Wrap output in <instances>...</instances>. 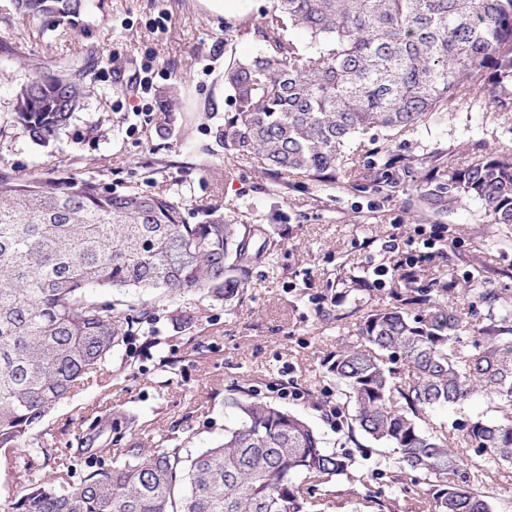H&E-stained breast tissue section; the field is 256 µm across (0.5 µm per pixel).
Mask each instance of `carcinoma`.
Here are the masks:
<instances>
[{"label": "carcinoma", "instance_id": "1", "mask_svg": "<svg viewBox=\"0 0 512 512\" xmlns=\"http://www.w3.org/2000/svg\"><path fill=\"white\" fill-rule=\"evenodd\" d=\"M17 7L64 18L85 0ZM255 32L264 50L224 69L232 110L219 138L225 153L276 177L334 183L357 139L438 122L459 95L489 96L494 111L512 112V0H272ZM83 75L61 59L20 87L17 119L32 139L45 143L69 124ZM433 171L427 200L441 203L451 190L512 224V153ZM267 236L266 226L242 231L217 208L188 224L164 191L0 170V469L21 468L27 482L23 494L0 500V512H324L315 490L349 475L353 457L328 451L304 417L250 385L225 398L237 423L214 447L148 452L133 442L116 453L109 437L78 438L85 473L77 482L53 435H32L59 402L103 375L150 314L127 313L98 289L231 301L267 252ZM459 292L465 313L447 301ZM392 297L361 316L360 343L324 362L338 385L336 429L388 448L385 467L398 464L390 482L403 491L410 472L413 485L438 478L416 500L418 512H492L488 465L512 466V294L486 287L477 270L461 290L445 277L420 286L413 272ZM466 313L475 321L463 322ZM475 397L486 411H466ZM448 408L459 414L450 427L435 419ZM135 422L130 412L104 417L111 429Z\"/></svg>", "mask_w": 512, "mask_h": 512}]
</instances>
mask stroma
<instances>
[{
	"instance_id": "1",
	"label": "stroma",
	"mask_w": 512,
	"mask_h": 512,
	"mask_svg": "<svg viewBox=\"0 0 512 512\" xmlns=\"http://www.w3.org/2000/svg\"><path fill=\"white\" fill-rule=\"evenodd\" d=\"M271 0H250L245 14H211L203 0H87L77 16L57 23L20 17L15 0H0V168L16 177L62 181L77 174L123 191L166 190L189 223L198 208L220 206L237 224L267 225L276 242L256 260L230 302L198 294L168 301L158 291L130 293L129 304L153 321L122 345L103 379L59 403L43 420L61 447L88 431L106 411L134 413L121 447L155 448L160 436L193 450L214 446L235 419L228 389L248 382L278 406L303 415L332 451L361 446L371 456L353 477L329 483L327 512H354L382 493L391 512H411L412 494L392 493L378 475L385 451L367 439L345 442L327 413L336 382L323 366L337 345L355 344L363 312L389 303L399 285L390 237L429 251L423 280L451 275L465 282L475 268L487 285L512 290V225L496 223L472 198L449 195L430 205L419 187L436 158L449 167L512 152V112H478L456 98L445 121L386 141H367L351 178L324 185L302 176L274 178L252 162L226 157L219 140L230 109L224 69L260 53L252 26ZM164 18V27L155 19ZM69 57L84 70V98L56 140L33 141L16 118L22 84ZM153 72L150 118L135 113L134 75ZM396 158L380 171L378 154ZM387 266L386 285L367 276ZM193 313L192 329L179 325Z\"/></svg>"
}]
</instances>
